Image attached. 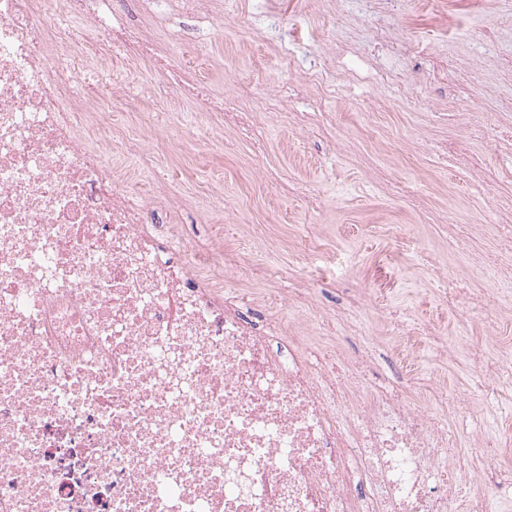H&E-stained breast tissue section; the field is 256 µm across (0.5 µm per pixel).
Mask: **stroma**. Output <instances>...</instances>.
<instances>
[{
    "instance_id": "stroma-1",
    "label": "stroma",
    "mask_w": 512,
    "mask_h": 512,
    "mask_svg": "<svg viewBox=\"0 0 512 512\" xmlns=\"http://www.w3.org/2000/svg\"><path fill=\"white\" fill-rule=\"evenodd\" d=\"M278 2L274 16L265 0H208L194 13L181 0H129L158 50H176L224 98L220 112H126L145 134L144 164L163 171L144 185L154 220L180 205L175 234L189 255L223 257L231 285L241 258L275 263V279L248 282L273 295L325 279L314 299L335 317L326 338L374 351L381 383L399 384L397 354L429 336L503 355L512 295L463 315L435 275L479 294L496 287L487 262L498 225H512V0L399 7L390 22L401 54L372 38L362 0ZM315 72L322 83L307 81ZM476 104L485 121L472 116ZM361 288L373 300L337 319ZM405 324L416 340L403 338ZM411 378L462 392L470 416L453 465L471 496L479 482L466 451L487 447V425L512 449V390L499 397V420L454 358L414 362Z\"/></svg>"
}]
</instances>
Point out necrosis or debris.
<instances>
[{"mask_svg": "<svg viewBox=\"0 0 512 512\" xmlns=\"http://www.w3.org/2000/svg\"><path fill=\"white\" fill-rule=\"evenodd\" d=\"M126 2L0 0V512H489L446 469L458 394L432 390V418L363 385L366 357L342 374L294 330L330 326L310 289L229 288L133 200L143 171L113 158L140 134H101L153 53ZM116 57L108 94L78 93ZM159 70L158 104L210 103ZM470 364L512 389L511 361Z\"/></svg>", "mask_w": 512, "mask_h": 512, "instance_id": "obj_1", "label": "necrosis or debris"}]
</instances>
